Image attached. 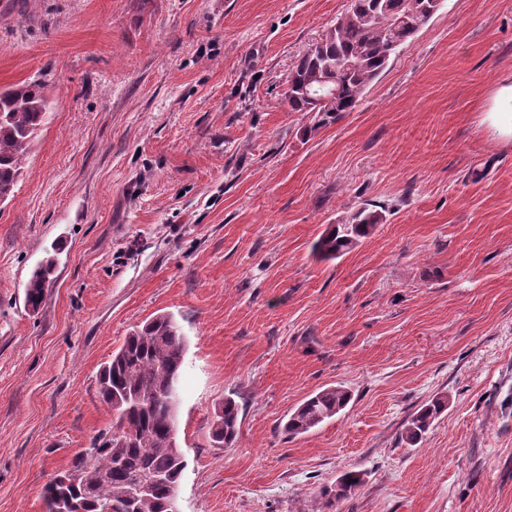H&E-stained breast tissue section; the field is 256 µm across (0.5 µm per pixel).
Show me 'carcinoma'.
Masks as SVG:
<instances>
[{
  "mask_svg": "<svg viewBox=\"0 0 512 512\" xmlns=\"http://www.w3.org/2000/svg\"><path fill=\"white\" fill-rule=\"evenodd\" d=\"M439 0H350L329 35L304 53L289 73L286 99L292 112L314 114L325 125L355 109L367 87L387 68L403 46L431 20ZM331 74L333 93L317 104L308 95L319 77ZM49 104L43 87L23 82L0 89V195L14 197L23 165ZM380 218L361 209L345 224L329 225L315 241L314 253L334 260L377 228ZM56 269L49 257L32 273L25 300L38 311L46 300V283ZM185 342L175 318L159 314L132 330L112 359L100 370V400L116 415L112 434L94 442L75 458L67 472L82 477L50 480L44 499L47 512H168L186 467L176 443V416L167 404L171 385L179 380ZM351 400L342 386L309 396L289 416L290 435L309 432L340 413ZM448 406V396L436 397L409 420L405 440L415 444ZM239 407L224 399L211 427L213 441L231 446L239 432Z\"/></svg>",
  "mask_w": 512,
  "mask_h": 512,
  "instance_id": "1",
  "label": "carcinoma"
}]
</instances>
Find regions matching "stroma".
<instances>
[{
    "instance_id": "1",
    "label": "stroma",
    "mask_w": 512,
    "mask_h": 512,
    "mask_svg": "<svg viewBox=\"0 0 512 512\" xmlns=\"http://www.w3.org/2000/svg\"><path fill=\"white\" fill-rule=\"evenodd\" d=\"M347 7L0 0V88L37 80L50 104L0 205V512H46L47 481L112 429L100 368L163 312L186 341L180 512H512V141L483 121L512 76V0H443L318 127L288 76ZM367 203L374 233L314 259ZM338 385L340 414L284 432ZM54 255L59 254L60 248L54 246L52 248ZM47 258L42 262L32 273V276L28 282L25 300L26 304L31 308L33 312L39 311L46 300V283L50 284V278L54 274L56 269V259L54 257ZM350 400V392L342 386H332L318 391L309 396L289 416L285 430L290 435L307 433L344 410ZM447 406L448 398L444 395L435 397L430 403L424 405L409 420L405 428V440L411 445L420 441L435 419L438 418ZM239 407L234 399L224 398V405L216 412L211 427L213 441L224 444L227 448L236 440L239 432Z\"/></svg>"
}]
</instances>
